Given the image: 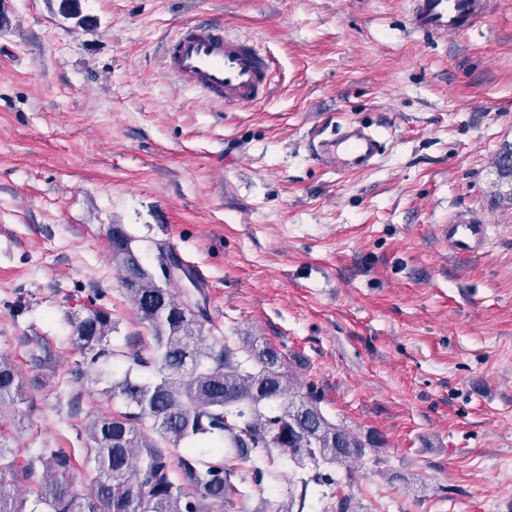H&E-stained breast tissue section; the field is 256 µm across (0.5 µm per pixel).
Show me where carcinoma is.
I'll use <instances>...</instances> for the list:
<instances>
[{"label": "carcinoma", "mask_w": 512, "mask_h": 512, "mask_svg": "<svg viewBox=\"0 0 512 512\" xmlns=\"http://www.w3.org/2000/svg\"><path fill=\"white\" fill-rule=\"evenodd\" d=\"M112 262L148 338L129 354L109 350L111 314L90 307L71 321V341L92 365L125 358L121 374L99 372L103 394L124 410L95 416L84 429V465L93 487L74 489V456L45 448L26 463L0 442V512H26L18 473L32 478L45 512H237L236 500L278 477L276 461H308L312 474L287 491L278 512H303L309 485L332 486L329 468L365 457L374 439L329 420L313 383L294 387L277 348L250 336L219 339L205 284L174 292L156 266L142 265L120 224L108 226ZM26 400L16 366L0 357V410L22 413ZM151 423L157 439L141 426Z\"/></svg>", "instance_id": "cac0c4a2"}]
</instances>
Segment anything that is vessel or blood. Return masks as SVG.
Listing matches in <instances>:
<instances>
[{
  "instance_id": "1",
  "label": "vessel or blood",
  "mask_w": 512,
  "mask_h": 512,
  "mask_svg": "<svg viewBox=\"0 0 512 512\" xmlns=\"http://www.w3.org/2000/svg\"><path fill=\"white\" fill-rule=\"evenodd\" d=\"M488 0H410L408 23L428 37L459 34ZM165 77L196 92L206 103L224 107L262 102L270 89L273 60L251 37L225 29L222 22L191 20L176 26L162 47ZM381 137L358 122L321 146L319 158L338 171L373 167ZM449 251L462 258L482 255L490 240L487 225L457 218L441 225Z\"/></svg>"
}]
</instances>
